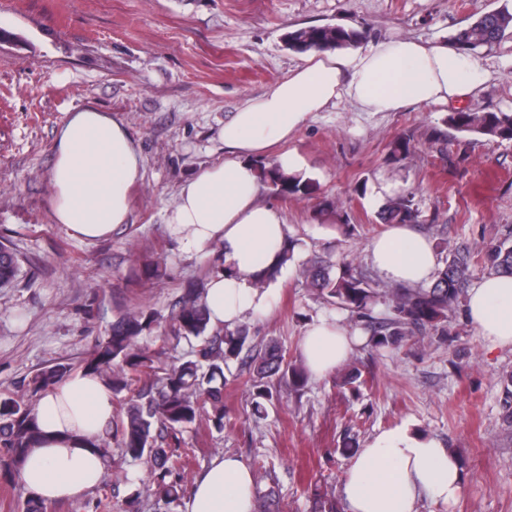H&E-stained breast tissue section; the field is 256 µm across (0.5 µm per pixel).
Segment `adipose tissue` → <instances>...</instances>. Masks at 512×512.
I'll return each mask as SVG.
<instances>
[{
    "mask_svg": "<svg viewBox=\"0 0 512 512\" xmlns=\"http://www.w3.org/2000/svg\"><path fill=\"white\" fill-rule=\"evenodd\" d=\"M484 81L480 64L448 45L389 40L367 51H312L288 76L237 109L222 129L223 161L185 183L165 215L166 229L188 252L218 242L231 275H211L205 304L212 324L234 326L243 315H268L272 289L256 273L276 264L286 237L278 210L259 202L252 164L288 137L311 113L340 96L366 112H396L414 104L464 100ZM142 158L123 122L85 107L56 131L49 172L55 223L75 236L110 235L130 218L129 193L142 175ZM374 269L396 284L428 282L437 258L431 240L411 225L394 224L368 249ZM466 313L495 348L512 347V276L491 275L467 293ZM357 336L338 318L313 323L300 342L319 378L344 363ZM111 390L96 375L71 373L43 396L35 414L43 436L19 471L25 494L41 505L83 496L106 474V460L85 438L112 420ZM255 477L238 456L214 458L196 478L183 512H254ZM463 487L460 461L444 444L400 424L369 438L353 457L342 486L345 512H417L421 498L445 503Z\"/></svg>",
    "mask_w": 512,
    "mask_h": 512,
    "instance_id": "1",
    "label": "adipose tissue"
}]
</instances>
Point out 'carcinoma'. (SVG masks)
<instances>
[{"mask_svg":"<svg viewBox=\"0 0 512 512\" xmlns=\"http://www.w3.org/2000/svg\"><path fill=\"white\" fill-rule=\"evenodd\" d=\"M512 36V9L502 8L481 14L448 39L459 52L490 49L505 36ZM364 32L341 24L297 27L288 31V48L306 53L310 50H336L357 46ZM448 128L489 142L512 143V112L489 111L448 113ZM259 179L273 193L286 198L313 191V183L284 172L274 162L257 164ZM420 212L412 197L405 195L391 202L380 213L385 224L419 222ZM295 243L286 240L278 265L258 274L262 286L277 279L282 269L294 259ZM482 260L498 274L512 275V227L478 252L456 249L436 273L431 287L392 288L379 294L371 279L359 271L353 261L342 257L337 262L318 260L303 268L309 286L330 304L348 311L364 323L372 346L376 349H400L414 336L435 332L448 335V316L462 303L474 261ZM163 262L157 258L134 270L137 279L152 280L161 276ZM19 273L18 257L0 245V286L14 282ZM206 288L191 283L183 289L177 309L172 314L170 335L176 340H195L188 358L173 366L163 376L144 379L152 359L142 341L159 327L156 314L147 309L122 314L107 335L96 341L84 363V370L101 377L124 399L122 414L115 422L120 435L122 456L131 464L149 465L155 496L167 505L179 499L180 484L172 478L185 468L186 460L179 449L170 447L168 439L175 431L207 419L219 431L224 430V387L228 379L224 367L241 360L256 406L277 396L276 385L285 383L298 391L308 380L306 365L289 360L275 342L257 346L245 325L232 329L213 326L204 307ZM389 304L391 315L378 320L372 307L380 298ZM72 370L58 363L37 370L28 382L31 395H44L54 389ZM43 432L34 414V405L9 392H0V483L16 486L20 467L29 449L36 446Z\"/></svg>","mask_w":512,"mask_h":512,"instance_id":"obj_1","label":"carcinoma"}]
</instances>
